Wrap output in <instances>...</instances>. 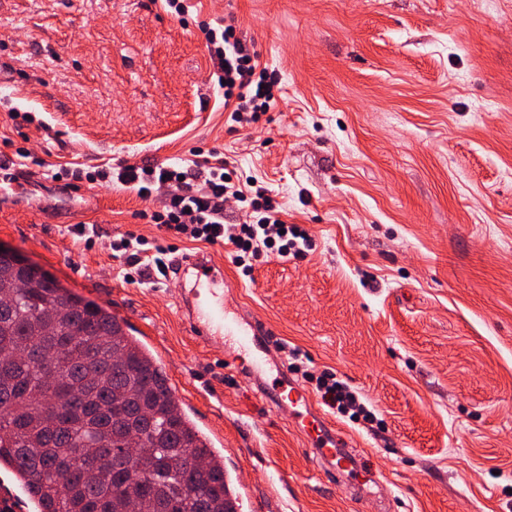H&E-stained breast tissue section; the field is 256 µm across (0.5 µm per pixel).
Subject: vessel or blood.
Listing matches in <instances>:
<instances>
[{"label":"vessel or blood","mask_w":512,"mask_h":512,"mask_svg":"<svg viewBox=\"0 0 512 512\" xmlns=\"http://www.w3.org/2000/svg\"><path fill=\"white\" fill-rule=\"evenodd\" d=\"M175 269L192 282L182 313L195 339L206 345L221 339L232 342L228 368L253 388L270 413L287 414L289 427L329 473L339 477L352 474L360 463L359 455L348 450L334 422L293 379L272 329L247 312L232 315L226 310L224 297L215 288L221 275L211 257L187 255L178 259ZM272 371L277 374L273 384L266 380Z\"/></svg>","instance_id":"1"}]
</instances>
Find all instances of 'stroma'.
<instances>
[{"instance_id": "obj_1", "label": "stroma", "mask_w": 512, "mask_h": 512, "mask_svg": "<svg viewBox=\"0 0 512 512\" xmlns=\"http://www.w3.org/2000/svg\"><path fill=\"white\" fill-rule=\"evenodd\" d=\"M0 0V157L192 164L218 149L315 247L255 264L229 304L268 322L385 422L337 418L374 463L361 495L287 415L226 374L181 316L183 282L130 285L112 239L159 236L144 200L30 166L0 191V244L126 318L224 456L242 512H512V0ZM235 24L280 78L232 127L200 22ZM93 225L91 247L68 227Z\"/></svg>"}]
</instances>
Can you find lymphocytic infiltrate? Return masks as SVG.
Returning <instances> with one entry per match:
<instances>
[{"instance_id":"1","label":"lymphocytic infiltrate","mask_w":512,"mask_h":512,"mask_svg":"<svg viewBox=\"0 0 512 512\" xmlns=\"http://www.w3.org/2000/svg\"><path fill=\"white\" fill-rule=\"evenodd\" d=\"M206 46L218 62V80L224 81V105L230 108L232 122L244 125L258 121L276 102L273 90L279 83L276 72L259 68L257 55L250 51L234 23L205 27ZM192 167L121 164L108 169L65 165L51 175L52 180L95 185L108 182L151 197L155 187L167 189L162 209L141 211V219L156 225L175 238L215 244L228 242L233 247L231 260L243 276H250L254 261L268 254L282 258H301L314 247L302 229L285 224L280 205L271 192H248L234 179L235 172L217 149L197 150ZM249 201L257 214L252 224L230 229L224 223V203L228 198ZM114 257L122 259V274L131 284L151 281L153 274H164L169 252L159 239L126 234L113 240ZM306 379L330 408L358 425L372 426L374 410L361 401L357 392L337 379L335 373L307 374Z\"/></svg>"}]
</instances>
